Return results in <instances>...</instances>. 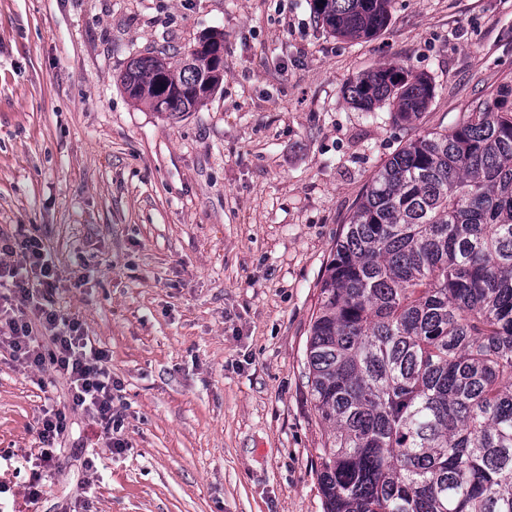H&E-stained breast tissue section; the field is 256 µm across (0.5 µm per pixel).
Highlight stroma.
<instances>
[{"mask_svg": "<svg viewBox=\"0 0 512 512\" xmlns=\"http://www.w3.org/2000/svg\"><path fill=\"white\" fill-rule=\"evenodd\" d=\"M215 30L203 106L129 99L132 59L180 62ZM389 63L435 88L413 123L348 97ZM506 81L512 0H391L359 40L311 0H0V243L56 255L58 305L111 351L127 443L69 413L29 502L39 421L68 386L0 349V512H325L304 362L336 238L394 153Z\"/></svg>", "mask_w": 512, "mask_h": 512, "instance_id": "obj_1", "label": "stroma"}]
</instances>
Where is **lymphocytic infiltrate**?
<instances>
[{
	"instance_id": "obj_1",
	"label": "lymphocytic infiltrate",
	"mask_w": 512,
	"mask_h": 512,
	"mask_svg": "<svg viewBox=\"0 0 512 512\" xmlns=\"http://www.w3.org/2000/svg\"><path fill=\"white\" fill-rule=\"evenodd\" d=\"M0 251L21 255L18 261L0 262V282L12 285L11 294H0V347L28 370L51 367L69 385L67 403L45 412L40 422V451L28 492L33 502L55 469L54 444L67 429L68 412L83 411L109 435L110 447L124 448V440L116 436L121 424L114 413L118 385L112 378L109 350L54 300V255L32 237L1 245Z\"/></svg>"
}]
</instances>
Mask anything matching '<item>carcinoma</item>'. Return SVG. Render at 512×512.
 Masks as SVG:
<instances>
[{
  "label": "carcinoma",
  "instance_id": "carcinoma-1",
  "mask_svg": "<svg viewBox=\"0 0 512 512\" xmlns=\"http://www.w3.org/2000/svg\"><path fill=\"white\" fill-rule=\"evenodd\" d=\"M391 0H312L329 33L368 39ZM130 62L128 97L192 112L222 78L206 55ZM411 123L431 81L382 64L348 87ZM305 370L326 429V512H512V84L472 102L370 179L336 239Z\"/></svg>",
  "mask_w": 512,
  "mask_h": 512
}]
</instances>
